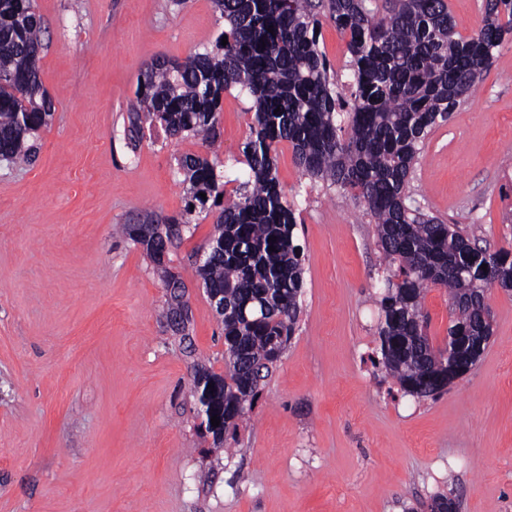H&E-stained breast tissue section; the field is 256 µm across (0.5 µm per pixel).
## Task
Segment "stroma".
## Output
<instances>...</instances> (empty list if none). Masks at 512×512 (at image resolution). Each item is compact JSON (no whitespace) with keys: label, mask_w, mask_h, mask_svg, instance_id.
<instances>
[{"label":"stroma","mask_w":512,"mask_h":512,"mask_svg":"<svg viewBox=\"0 0 512 512\" xmlns=\"http://www.w3.org/2000/svg\"><path fill=\"white\" fill-rule=\"evenodd\" d=\"M55 116L27 165L0 162V512H512V292L492 289L493 335L473 369L418 399L376 364L386 275L365 206L313 183L279 144L300 213L304 288L295 336L240 424L217 477L202 447L189 367L223 373L219 317L195 275L213 220L172 249L190 335L166 328V291L115 233L184 208L181 155L200 139L147 126L130 145L141 70L210 44L212 0H36ZM252 100L224 95L220 159L243 177ZM415 197L490 249L512 245V41L476 94L428 138Z\"/></svg>","instance_id":"1"}]
</instances>
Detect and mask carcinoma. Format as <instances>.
<instances>
[{
  "instance_id": "1",
  "label": "carcinoma",
  "mask_w": 512,
  "mask_h": 512,
  "mask_svg": "<svg viewBox=\"0 0 512 512\" xmlns=\"http://www.w3.org/2000/svg\"><path fill=\"white\" fill-rule=\"evenodd\" d=\"M212 3L224 30L182 62L147 65L128 115L133 139L143 123H157L169 138L199 137L209 153L177 159L184 213L165 218L164 232L143 242L138 225L120 227L156 268L170 309L185 284L161 256L181 238L178 227L190 229L188 215L219 209L195 272L207 295L224 302V374L195 363L190 394L204 411L198 435L216 448L236 438L295 334L305 257L296 211L277 177L282 142L306 175L364 202L388 270L378 327L382 365L403 392L437 395L453 367L427 333V288L448 290V335L464 329L481 342L492 330L483 318L487 305L472 289L512 291V248H480L456 225L421 211L411 183L428 136L473 95L512 36V0H484L483 24L467 37L456 34L447 0ZM323 18L347 38L351 80L343 87L319 48ZM44 49L34 0H0V158L9 163L36 153L38 133L55 112L40 79ZM234 88L253 96V116L242 149L247 177L229 197L216 145L224 93Z\"/></svg>"
}]
</instances>
